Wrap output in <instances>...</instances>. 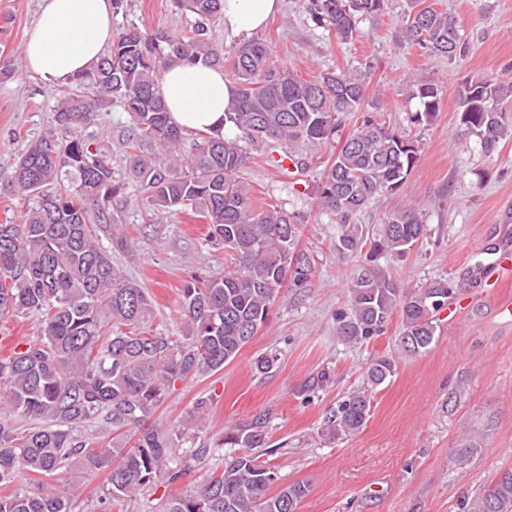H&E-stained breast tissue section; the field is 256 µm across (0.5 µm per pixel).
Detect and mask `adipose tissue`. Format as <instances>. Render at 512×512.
Here are the masks:
<instances>
[{"mask_svg": "<svg viewBox=\"0 0 512 512\" xmlns=\"http://www.w3.org/2000/svg\"><path fill=\"white\" fill-rule=\"evenodd\" d=\"M281 0H226L221 21L229 37L244 40L265 25ZM112 0H41L24 48L28 69L49 85L91 71L112 40ZM170 117L179 127L219 137L234 129L225 114L234 95L221 68L174 64L161 83Z\"/></svg>", "mask_w": 512, "mask_h": 512, "instance_id": "obj_1", "label": "adipose tissue"}]
</instances>
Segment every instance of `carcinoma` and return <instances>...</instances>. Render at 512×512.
I'll list each match as a JSON object with an SVG mask.
<instances>
[{"label":"carcinoma","instance_id":"1","mask_svg":"<svg viewBox=\"0 0 512 512\" xmlns=\"http://www.w3.org/2000/svg\"><path fill=\"white\" fill-rule=\"evenodd\" d=\"M388 0H307L316 25L346 43L360 37L359 19L381 14ZM190 16L187 33L162 27L126 28L96 67L73 78L56 102L52 127L12 165L13 192L28 204L16 223L0 224V314L34 315L39 336L0 358V487L28 476L34 488L0 493V512H75L63 483L45 477L69 465L75 477L108 472L99 512L145 489L181 482L211 449L242 452L204 483L162 500L161 512H297L310 487L303 482L272 488L280 477L253 453L268 444L267 418L252 420L195 447L194 437L154 420L178 381L224 369L255 336L283 290L299 295L315 273L312 255L299 247L309 216L279 205L257 204L244 172L254 155L272 167L288 157L303 173L300 150L314 151L341 137L345 119L362 123L328 161L314 187L320 212L336 217V251L365 254L348 284L346 305L336 311V334L360 343L384 332L392 314L402 316L399 351L427 352L435 342V313L448 304L446 279L408 291L375 264L384 253L404 257L424 235L421 208L408 204L383 213L374 237L355 223L370 205L397 193L419 160L418 141L377 123L370 110L372 71L328 70L305 80L279 66L256 39L239 45L233 62L235 96L225 121L232 138L196 132L193 138L170 118L160 84L172 63L224 67V48L211 25L224 0H172ZM399 45L431 57L454 60L466 48L456 20L446 11L410 0ZM443 87L417 79L410 97L418 108L409 120L428 125L437 116ZM460 121L492 151L512 139V82L468 78L458 87ZM117 100L130 125L124 146L129 176L148 196L150 215L196 212L208 224L209 240L230 252L232 270L217 279L196 275L179 298L182 338L143 326L152 314L149 293L127 278L112 254L127 252L130 238L112 223V206L126 182L115 176L112 158L83 129ZM150 144L154 152L138 153ZM397 360L378 356L364 385L345 397L324 423L321 436L334 440L359 432L371 415L374 390L395 375ZM37 422L22 429L17 419ZM98 424L108 440L89 441L82 429ZM512 512V469L486 489L464 498L460 512Z\"/></svg>","mask_w":512,"mask_h":512}]
</instances>
